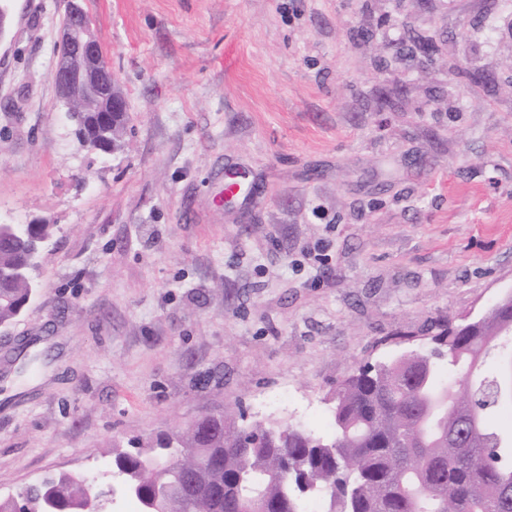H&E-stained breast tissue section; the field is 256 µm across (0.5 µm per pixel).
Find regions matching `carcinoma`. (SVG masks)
Segmentation results:
<instances>
[{"label":"carcinoma","mask_w":512,"mask_h":512,"mask_svg":"<svg viewBox=\"0 0 512 512\" xmlns=\"http://www.w3.org/2000/svg\"><path fill=\"white\" fill-rule=\"evenodd\" d=\"M79 146L121 147L127 115L104 123L73 102ZM52 224H0V325L14 322L34 296L39 254ZM435 348L360 367L337 388L334 431L251 421L245 411L210 413L200 425L162 434L145 450L114 448L115 468L138 487L140 512H512V301L496 302L471 336L449 326ZM180 457L181 469L167 466ZM210 465L198 468L201 457ZM91 482L48 476L37 487L68 512H83Z\"/></svg>","instance_id":"1"}]
</instances>
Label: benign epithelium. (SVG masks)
Segmentation results:
<instances>
[{
  "instance_id": "obj_1",
  "label": "benign epithelium",
  "mask_w": 512,
  "mask_h": 512,
  "mask_svg": "<svg viewBox=\"0 0 512 512\" xmlns=\"http://www.w3.org/2000/svg\"><path fill=\"white\" fill-rule=\"evenodd\" d=\"M109 72L111 67L83 12L76 5L71 7L63 22V37L53 73L63 100L68 104L75 99L93 102L107 96V111H126L124 97L113 91L116 79L105 78ZM104 485L105 489L89 495L85 512H103V502L114 504L121 494L130 492L126 483H119L111 476Z\"/></svg>"
}]
</instances>
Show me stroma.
Here are the masks:
<instances>
[{"mask_svg":"<svg viewBox=\"0 0 512 512\" xmlns=\"http://www.w3.org/2000/svg\"><path fill=\"white\" fill-rule=\"evenodd\" d=\"M74 2L127 102L118 152L76 147L52 77ZM6 7L0 224L57 231L0 326L1 494L210 412L327 434L359 367L512 292V0Z\"/></svg>","mask_w":512,"mask_h":512,"instance_id":"35a3bbf8","label":"stroma"}]
</instances>
